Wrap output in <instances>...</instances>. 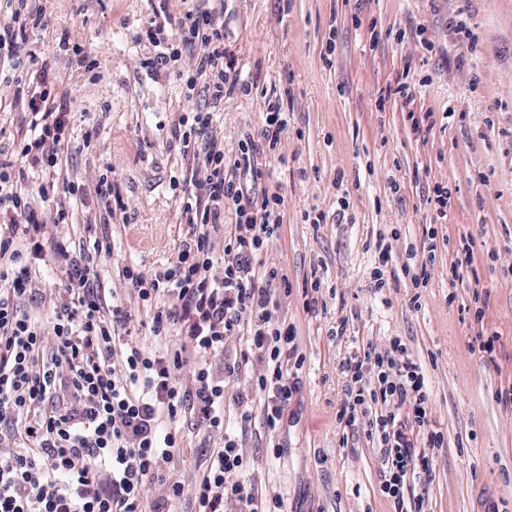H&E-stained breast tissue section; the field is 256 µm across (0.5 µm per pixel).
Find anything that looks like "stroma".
Masks as SVG:
<instances>
[{"label": "stroma", "instance_id": "stroma-1", "mask_svg": "<svg viewBox=\"0 0 512 512\" xmlns=\"http://www.w3.org/2000/svg\"><path fill=\"white\" fill-rule=\"evenodd\" d=\"M152 3L40 0L50 26L31 32L30 47L66 92L62 173L89 194L45 236L110 243L98 267L105 298L138 322L133 343L163 351L185 338L141 327L146 311L122 270L166 267L188 230L173 187L187 163L172 130L203 99L142 68ZM224 24L231 64L291 114L277 150L257 153L263 179L240 183L249 195L276 186L284 196L281 235L261 259L288 277L277 314L304 358L283 412L281 459L269 458L261 415L230 423L246 475L283 496L286 512H392L380 492L383 449L365 420L347 427L336 413L342 364L398 338L423 369L429 417L444 434L431 482L414 489L426 512H512V403L501 399L512 389V0H224ZM64 31L100 62L98 81L59 49ZM403 83L406 98L393 93ZM262 128L260 98L225 96L216 131L226 158L240 140H261ZM105 172L119 185L113 207L92 196ZM439 186L450 191L442 218L430 202ZM308 213L325 220L305 222ZM430 229L436 258L417 291L404 270L424 264ZM379 242L391 253L384 291L372 279ZM32 276L45 299L26 308L50 322L66 275L47 257ZM174 427L180 448L166 469L188 486L225 433L189 412Z\"/></svg>", "mask_w": 512, "mask_h": 512}]
</instances>
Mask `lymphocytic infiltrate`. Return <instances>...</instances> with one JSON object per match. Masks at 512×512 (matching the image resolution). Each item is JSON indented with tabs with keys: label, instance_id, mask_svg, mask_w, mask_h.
<instances>
[{
	"label": "lymphocytic infiltrate",
	"instance_id": "obj_1",
	"mask_svg": "<svg viewBox=\"0 0 512 512\" xmlns=\"http://www.w3.org/2000/svg\"><path fill=\"white\" fill-rule=\"evenodd\" d=\"M1 1L14 23L0 28V61L27 68L15 80L14 99L30 115L31 132L17 139L12 160H0V512H170L187 494L194 512H282L280 495L239 479L243 455L234 437L225 436L188 489L164 469L179 448L176 434L159 432L162 419L176 421L186 410L200 427L222 429L224 384L251 364L256 371L235 397L237 412L246 422L260 408L269 435H276L303 365L292 327L275 315V287L287 278L260 259L280 235L284 199L275 192L244 196L238 173L263 177L251 139L240 141L229 162L223 142L208 134L227 93L254 87L224 66V0H191L179 17H150L143 32L152 47L142 61L146 73L174 72L182 55L192 54V68L177 75L207 99L173 130L180 155L193 161L180 197L189 230L164 271L149 277L133 265L123 270L150 312V335L192 342L197 361L187 387L182 351L124 344L129 316L120 306L105 307L99 282L103 243L75 251L64 240L44 239L33 196L56 201L61 218L63 200L76 194L60 175L69 118L50 67L26 48L29 25L48 24L42 9L29 8L28 0ZM14 163L37 173L36 193L14 184ZM219 231L220 251L212 241ZM48 250L67 276L68 297L53 305L46 330L21 304L35 296L31 264ZM232 339L242 343L240 359L222 362ZM341 370L347 398L338 421L354 425L358 408L383 404L368 423L386 456L381 491L394 512H422L424 500L410 480L432 476L428 451L440 447L443 434L428 417L421 366L397 338L387 354L348 360ZM152 485L159 493L149 500Z\"/></svg>",
	"mask_w": 512,
	"mask_h": 512
}]
</instances>
